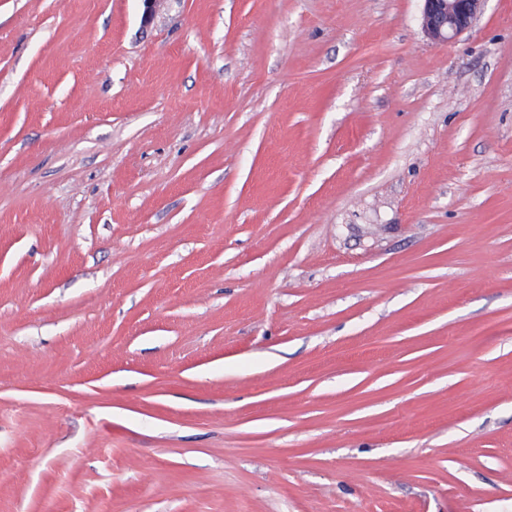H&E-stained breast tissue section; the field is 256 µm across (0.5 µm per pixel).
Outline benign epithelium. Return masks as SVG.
Listing matches in <instances>:
<instances>
[{
	"instance_id": "1",
	"label": "benign epithelium",
	"mask_w": 512,
	"mask_h": 512,
	"mask_svg": "<svg viewBox=\"0 0 512 512\" xmlns=\"http://www.w3.org/2000/svg\"><path fill=\"white\" fill-rule=\"evenodd\" d=\"M421 27L434 43L453 42L469 30L487 0H422Z\"/></svg>"
}]
</instances>
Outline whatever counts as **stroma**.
Masks as SVG:
<instances>
[{
  "label": "stroma",
  "mask_w": 512,
  "mask_h": 512,
  "mask_svg": "<svg viewBox=\"0 0 512 512\" xmlns=\"http://www.w3.org/2000/svg\"><path fill=\"white\" fill-rule=\"evenodd\" d=\"M0 0V512H512V0ZM421 27L434 43H452L469 30L487 0H421Z\"/></svg>",
  "instance_id": "35a3bbf8"
}]
</instances>
